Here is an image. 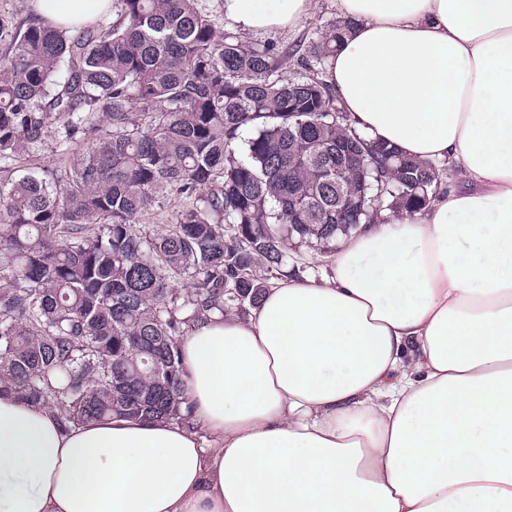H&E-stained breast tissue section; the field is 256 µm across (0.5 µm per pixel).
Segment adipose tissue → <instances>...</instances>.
Segmentation results:
<instances>
[{"label":"adipose tissue","mask_w":512,"mask_h":512,"mask_svg":"<svg viewBox=\"0 0 512 512\" xmlns=\"http://www.w3.org/2000/svg\"><path fill=\"white\" fill-rule=\"evenodd\" d=\"M49 21L112 0H30ZM313 0H224L283 30ZM357 128L463 180L181 342L190 422L0 392V512H512V0H336Z\"/></svg>","instance_id":"obj_1"}]
</instances>
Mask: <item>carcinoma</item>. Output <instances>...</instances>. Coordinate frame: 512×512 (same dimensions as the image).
Listing matches in <instances>:
<instances>
[{
  "instance_id": "cac0c4a2",
  "label": "carcinoma",
  "mask_w": 512,
  "mask_h": 512,
  "mask_svg": "<svg viewBox=\"0 0 512 512\" xmlns=\"http://www.w3.org/2000/svg\"><path fill=\"white\" fill-rule=\"evenodd\" d=\"M201 0H112L69 29L0 17V391L58 412L187 422L180 339L245 316L288 240L426 208L442 170L362 135L323 69L351 23L288 45L224 32ZM247 130V158L233 146ZM52 141L60 172L19 165ZM370 151L363 186L336 144ZM357 199L336 221V190ZM184 200L153 233L136 218ZM187 283L190 289L177 288Z\"/></svg>"
}]
</instances>
